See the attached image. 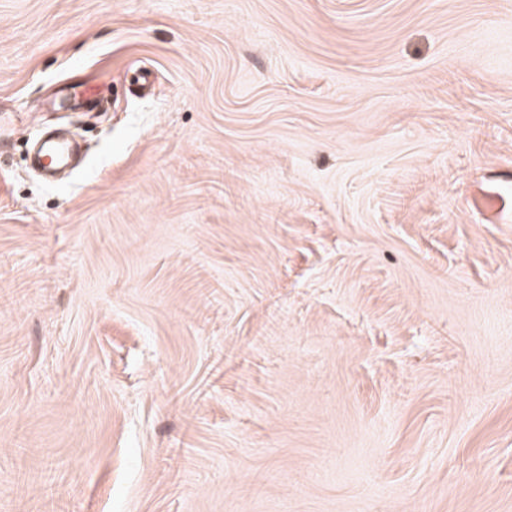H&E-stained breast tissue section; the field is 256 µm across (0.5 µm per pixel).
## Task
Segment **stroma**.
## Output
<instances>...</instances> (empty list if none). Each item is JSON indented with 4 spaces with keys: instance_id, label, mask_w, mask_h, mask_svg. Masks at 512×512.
<instances>
[{
    "instance_id": "obj_1",
    "label": "stroma",
    "mask_w": 512,
    "mask_h": 512,
    "mask_svg": "<svg viewBox=\"0 0 512 512\" xmlns=\"http://www.w3.org/2000/svg\"><path fill=\"white\" fill-rule=\"evenodd\" d=\"M0 512H512V0H0ZM66 147L61 140H56L53 137L44 139L35 155L36 165L45 171L46 173L53 175L54 172L51 170L52 161H63L65 158ZM48 159L49 163H45Z\"/></svg>"
}]
</instances>
